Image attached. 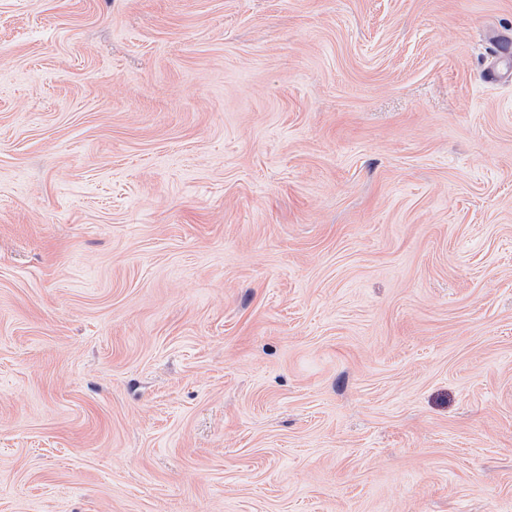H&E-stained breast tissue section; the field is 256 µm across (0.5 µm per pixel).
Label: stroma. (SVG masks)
Masks as SVG:
<instances>
[{
  "instance_id": "35a3bbf8",
  "label": "stroma",
  "mask_w": 512,
  "mask_h": 512,
  "mask_svg": "<svg viewBox=\"0 0 512 512\" xmlns=\"http://www.w3.org/2000/svg\"><path fill=\"white\" fill-rule=\"evenodd\" d=\"M512 0H0V512H512Z\"/></svg>"
}]
</instances>
